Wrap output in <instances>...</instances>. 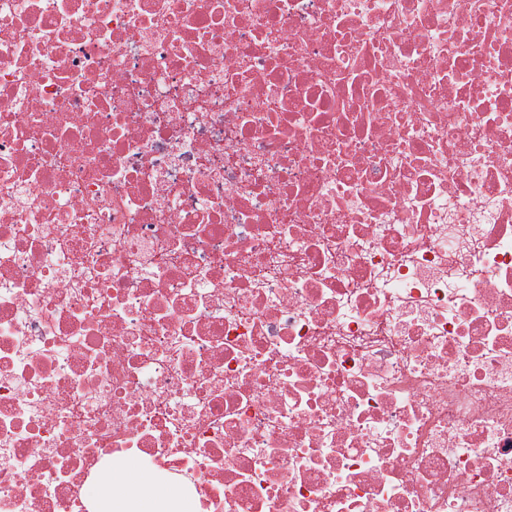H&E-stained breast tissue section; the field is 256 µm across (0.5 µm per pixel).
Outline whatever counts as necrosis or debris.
<instances>
[{"mask_svg": "<svg viewBox=\"0 0 512 512\" xmlns=\"http://www.w3.org/2000/svg\"><path fill=\"white\" fill-rule=\"evenodd\" d=\"M512 512V0H0V512ZM112 487V494L106 488ZM85 494L103 512H193V501L175 489L160 494L154 475L133 461L113 465Z\"/></svg>", "mask_w": 512, "mask_h": 512, "instance_id": "obj_1", "label": "necrosis or debris"}]
</instances>
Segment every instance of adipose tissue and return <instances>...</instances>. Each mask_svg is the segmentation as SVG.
I'll return each instance as SVG.
<instances>
[{
    "instance_id": "1",
    "label": "adipose tissue",
    "mask_w": 512,
    "mask_h": 512,
    "mask_svg": "<svg viewBox=\"0 0 512 512\" xmlns=\"http://www.w3.org/2000/svg\"><path fill=\"white\" fill-rule=\"evenodd\" d=\"M85 493L103 512H193L191 499L174 489L158 493L154 475L132 461L113 466Z\"/></svg>"
}]
</instances>
